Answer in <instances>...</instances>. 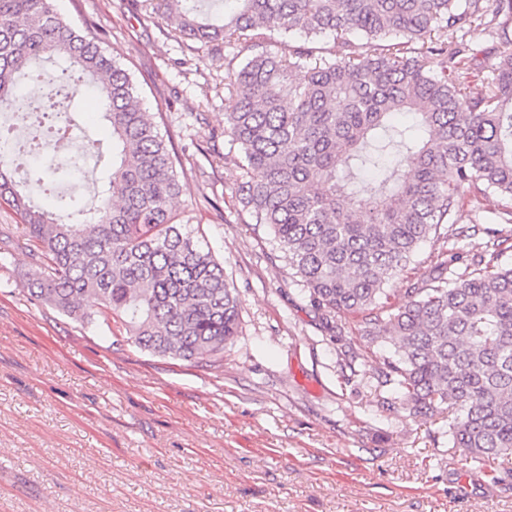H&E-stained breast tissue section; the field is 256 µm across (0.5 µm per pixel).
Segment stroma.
Listing matches in <instances>:
<instances>
[{"instance_id": "1", "label": "stroma", "mask_w": 512, "mask_h": 512, "mask_svg": "<svg viewBox=\"0 0 512 512\" xmlns=\"http://www.w3.org/2000/svg\"><path fill=\"white\" fill-rule=\"evenodd\" d=\"M129 69L181 158L176 221L200 229L240 300L219 366L162 359L31 300L22 234L0 251V512H512V460L465 462L443 416L412 415L376 372L387 348L368 314L325 321L271 237L238 201L239 150L224 133V54L168 37L138 0H56ZM59 191L92 200L112 130L80 93ZM503 221L488 190L457 226L466 262ZM425 243L387 285L391 307L434 275ZM356 337L357 377L340 366Z\"/></svg>"}]
</instances>
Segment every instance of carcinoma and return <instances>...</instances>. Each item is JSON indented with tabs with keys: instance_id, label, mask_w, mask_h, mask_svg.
Returning <instances> with one entry per match:
<instances>
[{
	"instance_id": "1",
	"label": "carcinoma",
	"mask_w": 512,
	"mask_h": 512,
	"mask_svg": "<svg viewBox=\"0 0 512 512\" xmlns=\"http://www.w3.org/2000/svg\"><path fill=\"white\" fill-rule=\"evenodd\" d=\"M237 2L229 16L222 0H158L157 9L175 38L249 51L224 83L243 209L329 318L385 310V285L436 237L448 256L438 275L365 326L364 339L389 348L378 381L415 415L448 413L465 460L512 458V266L498 263L512 228L486 229L485 253L463 267L453 228L480 184L512 201V53L481 76L457 37L507 29L512 0ZM275 30L306 43L269 51ZM326 32L341 40L335 59L307 45ZM390 35L400 41L384 43ZM29 77L92 91L112 129V168L93 208L63 197L53 210L31 204L4 170L17 155L0 151V200L19 214L38 268L31 297L164 359L223 358L240 300L208 243L175 223V158L128 70L53 0H0V111H29L20 97ZM401 112L416 116L419 137L391 124ZM365 169L377 172L380 196L359 184Z\"/></svg>"
}]
</instances>
